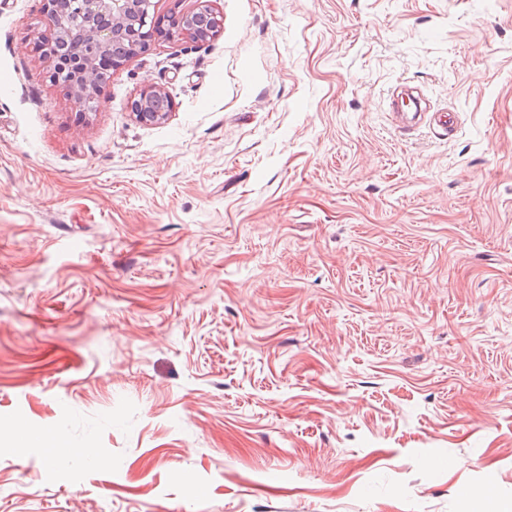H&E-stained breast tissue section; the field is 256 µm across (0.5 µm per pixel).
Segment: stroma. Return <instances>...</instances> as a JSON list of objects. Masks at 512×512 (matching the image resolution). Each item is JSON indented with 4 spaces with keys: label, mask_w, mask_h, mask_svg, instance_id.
Returning a JSON list of instances; mask_svg holds the SVG:
<instances>
[{
    "label": "stroma",
    "mask_w": 512,
    "mask_h": 512,
    "mask_svg": "<svg viewBox=\"0 0 512 512\" xmlns=\"http://www.w3.org/2000/svg\"><path fill=\"white\" fill-rule=\"evenodd\" d=\"M212 6L83 116L0 0V512H512V0ZM165 93L153 86H147L130 103L131 112L143 123L153 124L164 121L172 105Z\"/></svg>",
    "instance_id": "35a3bbf8"
}]
</instances>
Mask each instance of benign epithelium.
Here are the masks:
<instances>
[{
	"label": "benign epithelium",
	"instance_id": "1",
	"mask_svg": "<svg viewBox=\"0 0 512 512\" xmlns=\"http://www.w3.org/2000/svg\"><path fill=\"white\" fill-rule=\"evenodd\" d=\"M62 0H44L45 24L58 30L65 42L81 39L89 51L57 55L55 45L45 48L50 61L62 58L65 65H55L50 74L53 84L60 86L82 110L97 107V92L108 78L104 61L112 58V68H118L132 54L149 48L154 36L168 39L186 36L194 42L208 41L221 29V19L209 6V0H197L198 5L186 15L172 20L168 28L161 27L155 15V0H72L77 4L81 25L74 29L69 19L58 10ZM131 112L143 123L165 120L171 112L165 93L147 86L130 103Z\"/></svg>",
	"mask_w": 512,
	"mask_h": 512
}]
</instances>
